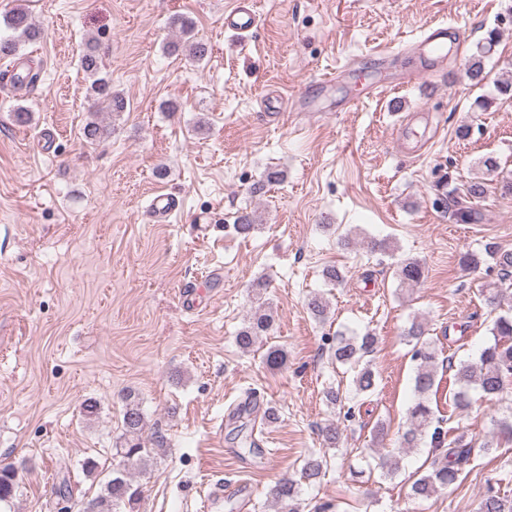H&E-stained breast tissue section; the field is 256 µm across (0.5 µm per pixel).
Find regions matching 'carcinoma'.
<instances>
[{
	"label": "carcinoma",
	"instance_id": "1",
	"mask_svg": "<svg viewBox=\"0 0 512 512\" xmlns=\"http://www.w3.org/2000/svg\"><path fill=\"white\" fill-rule=\"evenodd\" d=\"M5 34H0V61L13 63L20 59L22 49L40 37V31L33 23L32 15L25 4L20 3L3 14ZM177 33V40L165 45L168 51H186L197 61L208 55V45L193 34L194 23L183 15H174L169 22ZM83 71L91 78L88 87L89 97L108 112H123L127 108L125 97L112 90V81L101 75L98 48L87 43L82 55ZM466 77L478 84L484 80L483 55L478 54L468 61ZM111 134L108 126L92 119L85 124L84 137L91 141L106 138ZM483 183L474 181L463 189L441 193L439 203L452 211L456 220L463 224L473 221V202L483 197ZM499 267L502 281L512 278V253H489ZM395 277L402 287L410 288L424 277V267L417 260H404L397 263ZM274 322L269 303L258 301L250 310L244 326L237 332L235 342L242 350L255 346L262 336L272 328ZM491 334L493 343L482 349L475 362H448V369L454 371L456 389L451 401L456 416L461 417L470 409V392L475 390L489 401L512 403V314H498L493 318ZM403 336L411 346L412 359L416 362L414 390L416 399L408 408V426L400 438V448L418 447L425 435H430L431 449L428 466L411 484V495L419 500H429L460 481L465 470L473 463L475 452L488 453L497 447L499 441L512 442V415L496 421L495 430L480 445L473 442L463 432L446 437V432L435 424V411L431 395L435 393L438 354L432 342L426 339L424 324L413 319L404 329ZM377 344V336L366 332L361 336H346L340 332L333 337L330 347L331 358L336 364L353 372L349 388H329L325 392L326 401L331 405H343L349 397L361 398L372 395L377 389V376L365 357L370 355ZM265 363L272 370H280L288 365V352L282 347H271L265 354ZM123 435L116 455L130 466L147 461L150 451L145 448L142 438L146 427L144 414L132 393L123 395ZM326 461L322 457L309 456L301 467V479L310 486L317 484L322 476ZM19 465L7 464L0 467V504L13 499ZM299 483L293 479L280 480L274 489L276 504L280 512H299ZM140 500V491L134 487L128 475L115 473L104 485V494L89 501L83 512H112V507L124 505L131 509ZM477 512H512V500L500 496L493 485H488L477 504Z\"/></svg>",
	"mask_w": 512,
	"mask_h": 512
}]
</instances>
